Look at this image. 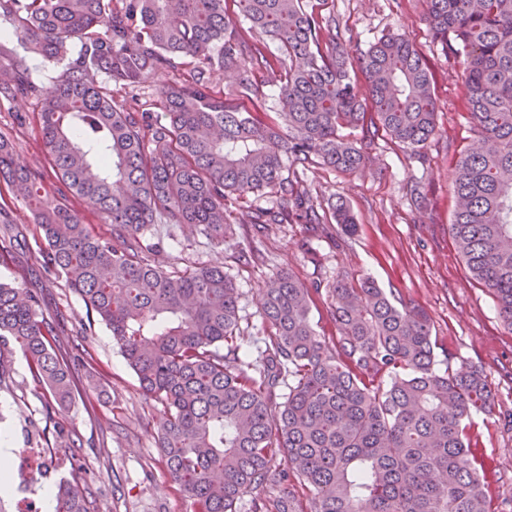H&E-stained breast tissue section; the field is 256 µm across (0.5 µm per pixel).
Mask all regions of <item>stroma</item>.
<instances>
[{
    "label": "stroma",
    "mask_w": 512,
    "mask_h": 512,
    "mask_svg": "<svg viewBox=\"0 0 512 512\" xmlns=\"http://www.w3.org/2000/svg\"><path fill=\"white\" fill-rule=\"evenodd\" d=\"M308 8L335 18L323 28L322 48L342 43L358 56L382 35H408L421 54L437 99V135L420 149L392 140L385 132L364 136L346 130L362 144L370 163L361 172H341L308 165L302 175L317 204L344 198L356 221L352 232L309 224H277L257 231L245 221L249 208L269 206L273 195L250 196L231 209L234 231L224 244L207 240L189 226L148 232L144 256L170 270L186 265L220 266L239 289L243 333L241 353H254L261 326L259 292L278 271L293 273L313 291L310 318L320 335L339 339L328 289L336 279H374L396 302L421 309L436 341L439 368L478 369L491 386L494 408L466 422V438L481 464L491 496V512H512V330L504 325L490 291L475 281L456 249L450 224L455 210L453 170L458 156L476 143L469 123L462 71L448 65L422 19L423 0H306ZM26 58L39 89L60 79L63 67L24 54L0 20V81L10 78L19 58ZM187 65L148 78L117 97L128 111L151 112L160 85L186 73ZM18 93L0 97V135L17 146L18 164L41 170L44 186L60 184L50 166L39 131L40 97ZM0 208L23 236L0 259V281L40 289L45 313L62 314L61 344L79 346L75 364L79 389L63 415L81 448L79 454L96 478L92 489L109 512H191L181 488L171 480L158 448L162 407L147 397L111 331L88 313L65 282L40 262L44 234L34 215L11 187L0 183ZM12 383L0 391V431L6 432L13 473L26 471L25 451L50 435L45 396L33 380L21 351L11 353Z\"/></svg>",
    "instance_id": "obj_1"
}]
</instances>
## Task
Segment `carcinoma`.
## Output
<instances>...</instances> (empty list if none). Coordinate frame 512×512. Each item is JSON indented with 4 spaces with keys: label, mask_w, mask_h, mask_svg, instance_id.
I'll use <instances>...</instances> for the list:
<instances>
[{
    "label": "carcinoma",
    "mask_w": 512,
    "mask_h": 512,
    "mask_svg": "<svg viewBox=\"0 0 512 512\" xmlns=\"http://www.w3.org/2000/svg\"><path fill=\"white\" fill-rule=\"evenodd\" d=\"M424 20L448 64L462 69L479 146L461 153L453 175L451 231L470 274L493 295L512 328V0H425ZM0 17L23 49L64 64L43 90L25 58L0 96L36 92L40 131L56 178L112 224L97 237L78 212L42 190L44 174L14 163L0 136V181L23 193L43 230L42 266L62 277L112 333L140 386L163 408L158 435L167 472L192 512H236L259 486L280 488L253 512H303L288 487L295 475L314 512H490L484 477L462 421L491 409L477 369L436 367L427 315L395 304L374 281L339 279L329 293L341 336L329 345L309 318V290L280 271L261 289L263 326L254 356H240L243 329L234 280L215 266L163 270L142 258L153 224H190L224 243L229 202L267 192L248 223L355 225L343 199L329 214L285 161L342 172L365 167L347 127L383 130L413 148L436 134V100L414 43L388 33L361 52V94L349 57L320 46L321 15L303 0H0ZM267 37L238 40L237 20ZM77 55H70L74 43ZM190 57V79L158 89L160 113L128 112L112 87H130ZM288 60L283 70L274 63ZM236 76L228 96L212 76ZM275 76L280 122L238 100ZM60 321L42 310L37 288L0 283V388L11 381L4 349L25 356L33 379L61 410L78 391L57 345ZM286 390L276 415L269 402ZM54 444L76 454L73 430L53 424ZM281 458L286 468L272 467ZM56 512H98L89 480L58 485Z\"/></svg>",
    "instance_id": "cac0c4a2"
}]
</instances>
